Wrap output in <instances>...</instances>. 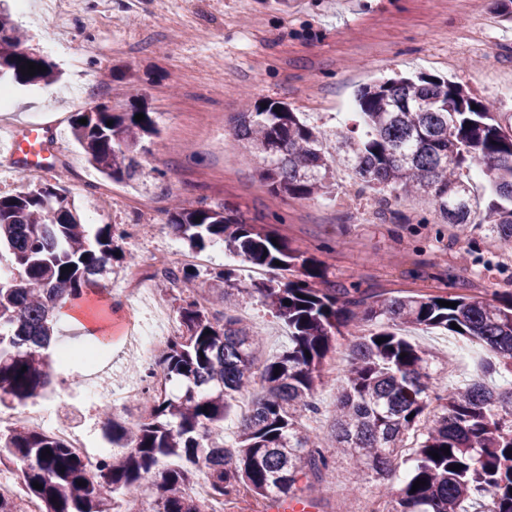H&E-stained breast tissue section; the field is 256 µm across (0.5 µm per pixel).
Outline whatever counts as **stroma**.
<instances>
[{
    "label": "stroma",
    "mask_w": 512,
    "mask_h": 512,
    "mask_svg": "<svg viewBox=\"0 0 512 512\" xmlns=\"http://www.w3.org/2000/svg\"><path fill=\"white\" fill-rule=\"evenodd\" d=\"M16 21L30 47L63 72L51 86L14 87V105L0 121L44 123L57 136L55 172L42 179L14 172L0 153V194L42 183L69 188L91 225L127 229L122 242L129 271L104 278L112 310L81 309L79 335L62 319V343L80 344L91 331L108 337L96 367L57 366L49 398L58 420L107 447L106 393L138 376L122 327L127 311L119 290L129 272L145 269L156 251L179 263L188 247L168 226L173 203L230 202L247 219L264 217L301 250L319 256L332 279L363 288L430 292L469 286L482 294L512 289V243L487 225L459 231L428 224L426 206L402 196L380 204L345 168L335 195L275 199L260 176L261 161L234 133L247 103L283 101L324 130L349 121L360 87L393 73L424 74L457 83L512 113V25L495 0H81L58 29L44 0H27ZM97 104L116 112H147L159 134L138 149L139 181L101 179L74 143L70 117ZM265 339V352L288 346V331L259 300L246 305ZM410 339L445 365L433 371L434 392L471 379L459 367L461 337L414 332ZM405 469L386 480L364 475L354 461L337 459L316 486L314 512H349L371 499L386 502L402 486Z\"/></svg>",
    "instance_id": "obj_1"
}]
</instances>
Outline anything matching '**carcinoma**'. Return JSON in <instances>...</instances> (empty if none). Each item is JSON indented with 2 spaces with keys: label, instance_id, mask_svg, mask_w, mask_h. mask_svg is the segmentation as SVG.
I'll return each mask as SVG.
<instances>
[{
  "label": "carcinoma",
  "instance_id": "carcinoma-1",
  "mask_svg": "<svg viewBox=\"0 0 512 512\" xmlns=\"http://www.w3.org/2000/svg\"><path fill=\"white\" fill-rule=\"evenodd\" d=\"M23 43L9 5L0 0V86L56 82L59 71L44 57L36 64L46 71L21 73L33 61ZM358 106L353 125L327 132L288 104L270 100L265 108L238 113L236 131L261 158V178L275 197L331 195L335 167L341 166L383 202L386 191L399 192L422 200L446 224H488L512 240L511 112H494L462 86L428 75L366 84ZM82 118L87 123H79ZM71 132L87 163L118 183L139 179L135 153L158 135L147 112L141 121L133 112H78ZM479 166L487 170L486 197L463 176ZM168 224L194 251L222 242L224 250L275 275L244 284L234 270L221 268L211 273L215 288L208 305L193 294L180 297L182 332L156 359L169 390L148 396L145 414L134 423L107 421L112 453L95 480H87L82 461L50 433L21 422L0 429V464L22 463L20 496L39 499L44 512H114L118 497L136 494L139 512H203L185 492L203 467L217 497L228 499L243 488L263 497L298 489L315 508L312 480L336 463L335 454L384 479L404 459L406 440L420 425L422 441L387 512H463L473 500L482 502L480 512H512V381L507 389L482 379L450 388L435 397L430 415L435 359L402 336L417 329L475 340L493 357L486 371L512 376L511 290L477 298L448 292L389 296L347 287L330 279L325 261L293 246L273 225L249 223L228 202L176 208ZM125 235L114 224L90 233L75 197L60 185L0 195V268L6 271L0 275L1 408L45 394L52 367L47 350L62 309L117 273L112 261L124 259L119 241ZM70 265L71 271L61 272ZM244 295L259 299L288 328V348L264 366V392L241 416L235 446L228 448L215 436L224 432L235 395L251 387L263 342L229 313ZM440 300L457 306L442 307ZM354 322L367 333L350 341L333 425L320 436L304 420L327 384L336 341ZM453 322L461 330L451 328ZM382 337L386 341L377 342ZM89 347L105 350L92 339L60 351L58 362L67 364ZM435 452L440 459L432 457ZM418 479L426 485L414 491ZM35 482L42 488H33Z\"/></svg>",
  "mask_w": 512,
  "mask_h": 512
}]
</instances>
